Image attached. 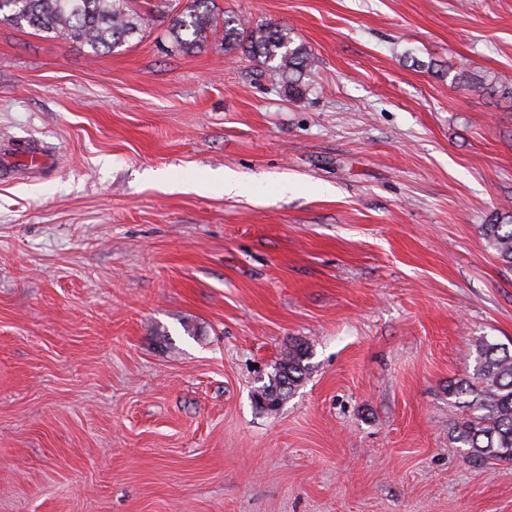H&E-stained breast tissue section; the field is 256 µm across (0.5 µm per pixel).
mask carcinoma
<instances>
[{"label": "carcinoma", "mask_w": 512, "mask_h": 512, "mask_svg": "<svg viewBox=\"0 0 512 512\" xmlns=\"http://www.w3.org/2000/svg\"><path fill=\"white\" fill-rule=\"evenodd\" d=\"M152 15L133 12L128 0H0V21L27 26L58 41L79 42L93 56L115 51L139 36ZM218 21L210 0H189L171 18L168 33L181 51L205 45ZM224 50L258 58L282 76L301 75L314 58L302 43H295L287 28L267 23L248 26L238 18L224 19ZM452 84L489 94L496 85L484 75L457 71ZM487 246L507 266H512V224H484ZM309 347L295 343L278 363L275 384L262 387L256 399L274 409L292 393L308 370ZM468 358L474 362L469 376L448 384V395L458 399L461 413L450 419V436L476 462L512 463V351L483 338Z\"/></svg>", "instance_id": "carcinoma-1"}]
</instances>
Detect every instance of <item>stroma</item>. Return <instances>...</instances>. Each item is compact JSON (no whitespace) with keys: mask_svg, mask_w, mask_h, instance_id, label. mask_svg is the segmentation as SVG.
<instances>
[{"mask_svg":"<svg viewBox=\"0 0 512 512\" xmlns=\"http://www.w3.org/2000/svg\"><path fill=\"white\" fill-rule=\"evenodd\" d=\"M120 51L0 21V512H512L451 439L449 381L512 348V0H213L288 27L260 60ZM232 171L235 194L194 183ZM295 341L310 369L259 387ZM451 81L454 86L479 94L497 92L495 83L487 80L485 75L474 72L456 71L452 75ZM485 224L482 227L487 246L507 266H512V224ZM309 347L304 343H295L278 363L275 385L263 386L257 393L256 399L262 408L274 409L279 405L283 396L291 394L295 387L305 378L308 365Z\"/></svg>","mask_w":512,"mask_h":512,"instance_id":"35a3bbf8","label":"stroma"}]
</instances>
